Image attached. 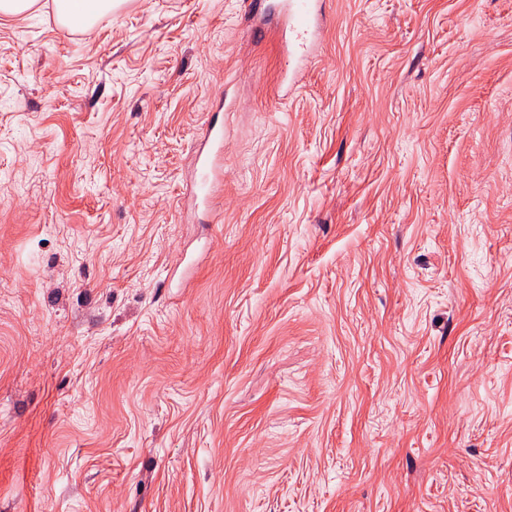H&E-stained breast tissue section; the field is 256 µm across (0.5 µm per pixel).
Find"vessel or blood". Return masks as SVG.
I'll list each match as a JSON object with an SVG mask.
<instances>
[{
  "label": "vessel or blood",
  "instance_id": "b4317fda",
  "mask_svg": "<svg viewBox=\"0 0 512 512\" xmlns=\"http://www.w3.org/2000/svg\"><path fill=\"white\" fill-rule=\"evenodd\" d=\"M279 45L285 61L281 91L290 90L306 66L311 48L325 23V0H279ZM224 167V123L211 118L194 149V173L188 186L195 206L210 208L217 195Z\"/></svg>",
  "mask_w": 512,
  "mask_h": 512
}]
</instances>
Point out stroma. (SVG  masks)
Listing matches in <instances>:
<instances>
[{"instance_id": "obj_1", "label": "stroma", "mask_w": 512, "mask_h": 512, "mask_svg": "<svg viewBox=\"0 0 512 512\" xmlns=\"http://www.w3.org/2000/svg\"><path fill=\"white\" fill-rule=\"evenodd\" d=\"M249 2L0 15V512H512V0ZM281 22L280 52L285 61L280 90L283 96L299 80L311 48L320 39L325 23V0H283L276 4ZM224 99H220L217 114L208 122L194 149V173L188 191L195 206L205 210L212 206L223 175L224 119L219 120V112H224Z\"/></svg>"}]
</instances>
